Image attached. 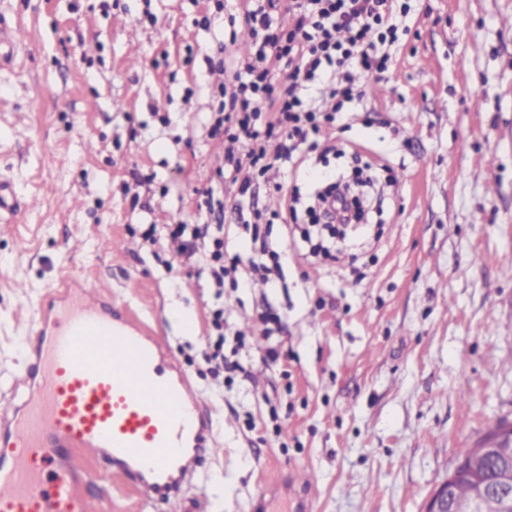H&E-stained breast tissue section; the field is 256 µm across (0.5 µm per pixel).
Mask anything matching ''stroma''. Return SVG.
<instances>
[{"label":"stroma","mask_w":512,"mask_h":512,"mask_svg":"<svg viewBox=\"0 0 512 512\" xmlns=\"http://www.w3.org/2000/svg\"><path fill=\"white\" fill-rule=\"evenodd\" d=\"M245 5L0 0V20L26 33L0 67V178L24 205L0 222V389L48 285L80 276L161 336L219 425L200 488L148 510L130 479L78 453L96 512H249L300 471L315 476L312 512H423L463 449L512 421V0H410L389 71L355 72L362 95L316 169L336 176L360 156L370 228L331 259L277 218L312 191L280 161L257 198L273 223L238 225L221 162L241 146L209 135L225 79L210 61L230 32L247 36ZM217 221L243 287L216 290L166 232L145 237ZM265 248L288 253L269 282L249 264ZM219 307L240 368L217 378L203 350Z\"/></svg>","instance_id":"35a3bbf8"}]
</instances>
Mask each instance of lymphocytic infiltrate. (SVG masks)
Returning a JSON list of instances; mask_svg holds the SVG:
<instances>
[{"label": "lymphocytic infiltrate", "instance_id": "lymphocytic-infiltrate-1", "mask_svg": "<svg viewBox=\"0 0 512 512\" xmlns=\"http://www.w3.org/2000/svg\"><path fill=\"white\" fill-rule=\"evenodd\" d=\"M398 0H247L252 49L240 58L230 54L219 63L227 80L223 101L213 116L212 135L227 134L242 145L224 157L242 198L269 169V147L284 162L304 159L327 139L328 129L346 103L359 92L353 68L377 75L387 71L383 44L398 39ZM292 68L288 83H272L275 65ZM168 231L183 251L197 257L215 287L235 276L239 257L224 252V227L216 225L200 244L196 224H172Z\"/></svg>", "mask_w": 512, "mask_h": 512}]
</instances>
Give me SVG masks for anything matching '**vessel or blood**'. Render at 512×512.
<instances>
[{
  "label": "vessel or blood",
  "mask_w": 512,
  "mask_h": 512,
  "mask_svg": "<svg viewBox=\"0 0 512 512\" xmlns=\"http://www.w3.org/2000/svg\"><path fill=\"white\" fill-rule=\"evenodd\" d=\"M39 313L24 395L0 398V512H89L80 448L134 480L148 506L196 483L216 424L157 334L74 280ZM282 494L308 512V486L294 479L259 495L257 512Z\"/></svg>",
  "instance_id": "1"
}]
</instances>
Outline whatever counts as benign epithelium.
Masks as SVG:
<instances>
[{
  "label": "benign epithelium",
  "mask_w": 512,
  "mask_h": 512,
  "mask_svg": "<svg viewBox=\"0 0 512 512\" xmlns=\"http://www.w3.org/2000/svg\"><path fill=\"white\" fill-rule=\"evenodd\" d=\"M493 460L498 463L512 461V424L500 425L488 434L482 443L471 449L468 471L475 472L481 462ZM456 475L449 476L428 496L424 512H505L512 502V478L502 476L487 485L473 481L470 496L458 498L451 492V483Z\"/></svg>",
  "instance_id": "benign-epithelium-1"
}]
</instances>
